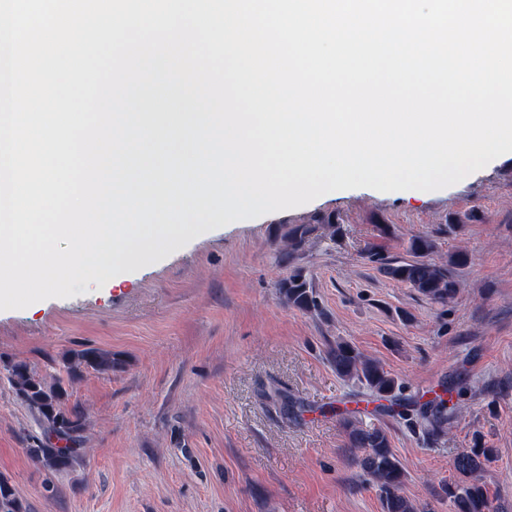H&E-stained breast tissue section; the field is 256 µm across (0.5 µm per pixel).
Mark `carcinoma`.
I'll use <instances>...</instances> for the list:
<instances>
[{"instance_id": "obj_1", "label": "carcinoma", "mask_w": 512, "mask_h": 512, "mask_svg": "<svg viewBox=\"0 0 512 512\" xmlns=\"http://www.w3.org/2000/svg\"><path fill=\"white\" fill-rule=\"evenodd\" d=\"M310 232L311 228L304 224L288 230V258H293L304 248ZM433 248L429 237L415 236L406 248L407 257L389 260L373 253L370 259L379 264V270L388 278L410 286L434 304L445 306L460 288L457 270L467 265L469 257L460 251L449 255L447 262L440 263L430 257ZM277 288L283 301L292 307L300 310L317 307L311 282L299 267L281 279ZM328 358L340 377L358 380L375 400L389 402L387 406L380 405L381 409L392 411L403 407L400 394L405 385L378 361L365 356L349 342H336L330 347ZM71 361L73 375L82 368L110 373L116 365L112 352L94 346L74 352ZM7 372L16 395L38 414L43 425L45 438L25 452L53 470L69 469L78 458L76 446L83 431L80 409L67 406V390L62 384H49L36 377L27 364L14 363L7 367ZM276 396L285 417H300L302 408L299 402L282 391L276 392ZM416 414L426 431L432 434L446 431L448 404L444 399L416 404ZM339 420L348 436L349 447L354 451V464L380 492L383 512H425L401 494L405 471L390 446L386 431L381 427H367L352 414H341ZM492 455L493 449L478 443L455 457L453 467L461 479L441 485L442 493L453 502L455 512H499L482 482V472ZM0 512H25V505L2 477Z\"/></svg>"}]
</instances>
